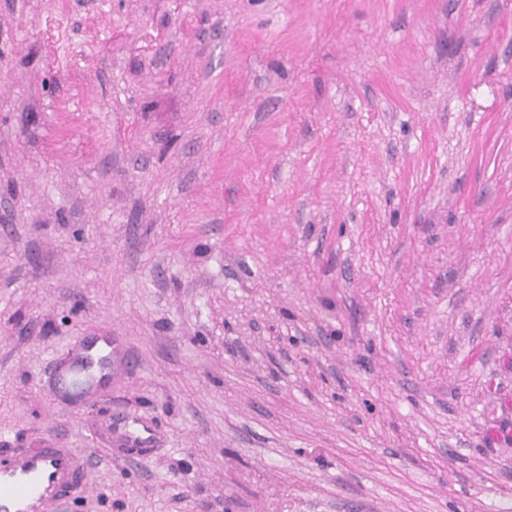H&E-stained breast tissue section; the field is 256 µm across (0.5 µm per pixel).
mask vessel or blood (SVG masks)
<instances>
[{
    "instance_id": "vessel-or-blood-1",
    "label": "vessel or blood",
    "mask_w": 512,
    "mask_h": 512,
    "mask_svg": "<svg viewBox=\"0 0 512 512\" xmlns=\"http://www.w3.org/2000/svg\"><path fill=\"white\" fill-rule=\"evenodd\" d=\"M80 374L85 390L106 385L112 378V339H93L60 361L52 373V386L60 400H68V382ZM106 431L120 443L145 446L152 442L149 427H133L125 420H107ZM91 464L73 448L42 445L15 448L0 461V512H47L63 501Z\"/></svg>"
}]
</instances>
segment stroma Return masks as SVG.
Returning a JSON list of instances; mask_svg holds the SVG:
<instances>
[{"label": "stroma", "mask_w": 512, "mask_h": 512, "mask_svg": "<svg viewBox=\"0 0 512 512\" xmlns=\"http://www.w3.org/2000/svg\"><path fill=\"white\" fill-rule=\"evenodd\" d=\"M47 440L49 512H512V0H0V449ZM75 373L84 379L86 391L102 387L112 380V337L93 339L55 365L52 386L58 398L64 402L70 400L68 382ZM105 429L121 444L145 446L151 443L153 440V433L149 427L145 425H141V428L131 427L122 418L112 420V414L108 416Z\"/></svg>", "instance_id": "obj_1"}]
</instances>
